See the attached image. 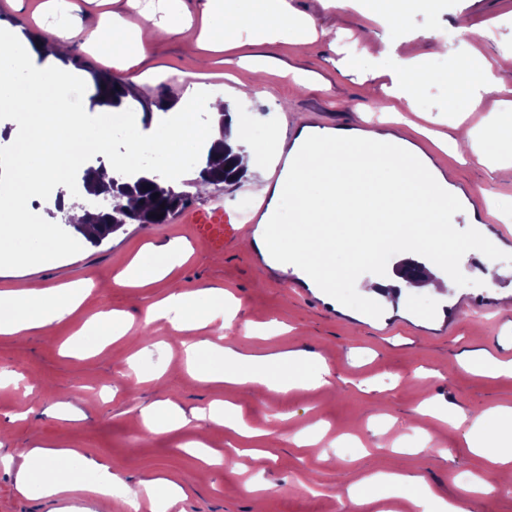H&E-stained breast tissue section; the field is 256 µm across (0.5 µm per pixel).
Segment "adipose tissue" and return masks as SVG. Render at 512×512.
Listing matches in <instances>:
<instances>
[{
    "mask_svg": "<svg viewBox=\"0 0 512 512\" xmlns=\"http://www.w3.org/2000/svg\"><path fill=\"white\" fill-rule=\"evenodd\" d=\"M164 9L166 22L154 24L146 32L132 30L121 13H113L111 27L100 36L104 49L118 59L121 72L136 82L145 79L138 68L155 41L191 34L185 0H164ZM201 22L206 43L227 49L238 44L237 31L243 24L251 27L258 43L276 42L284 26L301 38L316 30L314 19L293 14L288 0H205ZM421 68V56L413 55L395 57L387 69L386 90L395 101V111H417ZM12 74V63L0 64V97L19 101L13 121L25 129L26 135L16 144L8 179L0 183L5 191L0 197V243L26 237L36 229L49 232L51 215L28 209V196L42 188L49 174L61 175L79 166L80 157L71 149L73 142L83 139L97 149L106 145L104 134L87 139L74 126L68 105L56 94L57 87L66 80L65 74L51 78L34 74L21 85L14 83ZM462 78L467 80L472 95L499 94V109L488 115L487 126L500 149L511 153L512 133L501 130L500 124L503 113L512 112V89L494 79L490 64L484 60L465 62L448 74L454 83ZM48 125L56 131L58 152V162L51 170L40 162L47 148L41 130ZM397 145L394 138L363 141L331 132L307 145L274 195L275 200H288L295 219L290 224L274 225L268 235L257 236L258 247L279 256L310 282L328 288L335 287L339 275H356L362 263L381 251L421 247L429 257L427 286L438 289L437 271L458 256L448 246L445 228L456 200L437 185L427 168L402 155ZM340 229L354 245L352 261L342 273L334 264L344 238L336 235ZM83 299V290L75 287L1 291L0 306L7 308L9 315L0 320V334L20 337L35 329H48ZM232 311L223 289H174L147 306L145 319L167 321L179 332L209 329L219 334ZM184 350L206 382L247 385L257 390L296 386L314 389L327 382L326 369L309 371L310 361L302 351L248 355L207 339L185 344ZM492 419L494 433L473 437L469 442L474 452L489 462L485 477L477 484L478 491L487 495L512 483V407L496 409ZM23 457L15 479L18 490L34 488L46 499L72 490L105 498L122 482L107 466L84 456L66 475L55 466V451L35 447L24 451ZM381 487L404 492L416 512H469L466 502L437 495L425 476L398 472L373 473L352 486L348 499L355 512H370L380 500L377 490Z\"/></svg>",
    "mask_w": 512,
    "mask_h": 512,
    "instance_id": "ef3b65f1",
    "label": "adipose tissue"
}]
</instances>
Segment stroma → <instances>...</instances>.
I'll use <instances>...</instances> for the list:
<instances>
[{
    "mask_svg": "<svg viewBox=\"0 0 512 512\" xmlns=\"http://www.w3.org/2000/svg\"><path fill=\"white\" fill-rule=\"evenodd\" d=\"M288 2L294 13L330 29L331 37L296 44L285 31L278 42L260 45L244 25L238 31L242 47L211 51L173 38L155 44L144 63L157 71L201 75L203 88L219 86L230 94L235 81L252 77L242 57L269 55L303 71L310 82L302 89L291 78L268 74L249 97L230 94L235 121L246 132L263 131L267 160L238 185L195 196L193 206H220L234 219L241 211L255 212L268 200L265 188L276 182L286 141L310 123L411 141L468 198L484 199L490 208L483 228L459 225V241L472 239L479 230L490 237L498 225H512V155L495 151L485 122L471 120V96L447 82L449 68L472 53L474 45L482 46L490 62L512 52V0H436L429 10L418 0H394L407 19L398 54L425 57L419 110L399 114L391 111L392 100L377 77L391 63L387 47L392 37L385 20L371 21L372 0H344L337 8L324 6L323 0ZM53 3L5 0L0 39L9 36L22 43L27 33L49 32L46 17ZM113 9L109 0H71V22L81 32L70 51L85 55L98 70L113 65L100 55L91 33L110 25ZM462 23L467 32L459 31ZM487 30L492 33L488 39L483 36ZM438 44L447 46V53H433ZM362 47L368 55L358 71L342 70L343 59ZM54 71L68 76L59 92L76 123L88 132L102 126L111 131L105 147L108 165L159 148L152 128H144L138 141L126 136L122 113L109 115L92 105L89 73H78L57 57L27 50L13 77L21 83L28 75ZM228 72L235 81L225 80ZM356 103L364 104V111H353ZM454 121L472 130L475 145L495 160L496 171L433 144V137L448 135ZM52 235L64 248L51 257L32 263L0 260V291L27 280L40 289L75 285L85 290L82 304L49 331L33 330L21 339L0 335V371L9 374L0 382V512H57L61 506L71 512H125L119 503L81 491L65 493L57 502L34 491L19 492L20 452L36 445L72 448L101 460L133 488L161 475L175 479L189 492L171 512H347L349 487L361 475L384 468L425 474L439 496L468 497L472 512H512V484L491 495L465 493L471 476L483 471L482 460L467 445V427L419 412L425 403L443 401L475 413L512 406V377L479 372L466 363L467 353L480 350L512 360V243L497 255L503 270L497 286H488L476 271L477 257L464 253L443 270L447 286L440 292L423 288L403 300L373 306L363 302L358 278L392 276L400 253L361 266L358 278L318 288L278 258L264 257L249 237L214 256L190 224H128L99 246L60 224ZM175 239L184 251L167 256L165 279L138 288L115 285L140 251ZM174 288L228 290L240 305L219 346L257 355L318 353L329 384L258 393L194 379L171 324L144 321L147 305ZM107 312L128 315L126 338L95 355L77 352V333L91 317ZM178 335L194 341L203 333ZM144 345L149 352L140 359V369L162 366L161 385L140 381L129 367L130 357ZM163 399L189 417L213 400H229L241 422L263 435L248 440L235 429L210 424L206 442L222 463L205 466L185 450L197 438L194 428L153 435L137 431L140 409ZM309 429L316 443L297 447L294 436ZM248 447L269 452L263 471L244 473L236 467V449Z\"/></svg>",
    "mask_w": 512,
    "mask_h": 512,
    "instance_id": "stroma-1",
    "label": "stroma"
}]
</instances>
